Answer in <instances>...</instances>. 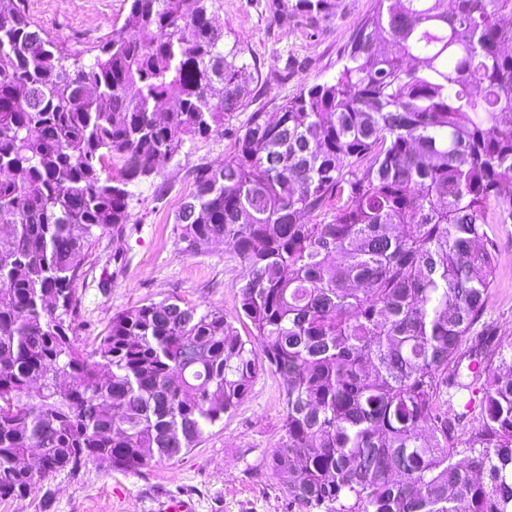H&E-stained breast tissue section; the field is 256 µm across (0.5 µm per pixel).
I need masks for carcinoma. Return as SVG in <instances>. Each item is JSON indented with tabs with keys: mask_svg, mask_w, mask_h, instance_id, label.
Returning a JSON list of instances; mask_svg holds the SVG:
<instances>
[{
	"mask_svg": "<svg viewBox=\"0 0 512 512\" xmlns=\"http://www.w3.org/2000/svg\"><path fill=\"white\" fill-rule=\"evenodd\" d=\"M26 2L0 9V499L177 459L270 370L288 508L512 512V341L485 321L492 225L512 224V0H375L332 80L194 168L176 234L245 263L249 337L165 299L114 314L90 350L76 284L131 223L128 185L244 109L255 67L224 49L216 0H129L90 64ZM462 388L481 394L465 439Z\"/></svg>",
	"mask_w": 512,
	"mask_h": 512,
	"instance_id": "obj_1",
	"label": "carcinoma"
}]
</instances>
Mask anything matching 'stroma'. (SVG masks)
<instances>
[{"mask_svg":"<svg viewBox=\"0 0 512 512\" xmlns=\"http://www.w3.org/2000/svg\"><path fill=\"white\" fill-rule=\"evenodd\" d=\"M271 7L272 0H218L225 45H238L247 61L257 62L259 76L245 90V108L226 118L217 133L186 144L157 175L132 185V224L122 236L102 235L77 283L79 344H92L115 313L143 302L178 298L235 316L248 275L244 262L221 242L184 254L174 231L175 213L192 189V171L223 162L252 113L275 117L301 87L333 77L374 0H335L333 14L312 28L298 25L288 11L274 17ZM128 10L129 0H27L30 18L87 63L96 45L123 25ZM494 230L500 256L487 317L501 334L512 328V224ZM284 434L281 382L267 371L197 448L178 459L137 472L94 465L76 475L57 472L26 496L0 499V512H154L165 495L192 498L198 512H288L285 481L268 467Z\"/></svg>","mask_w":512,"mask_h":512,"instance_id":"1","label":"stroma"}]
</instances>
